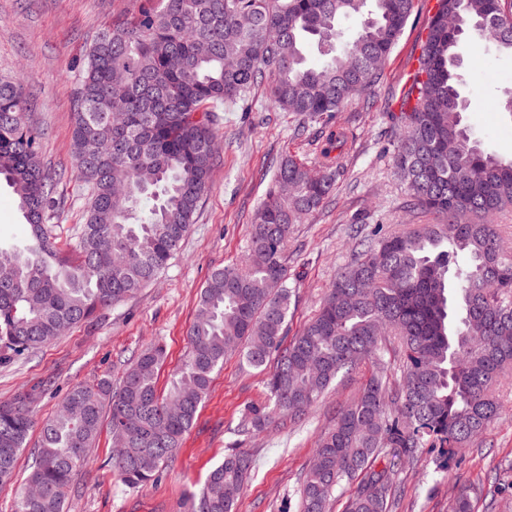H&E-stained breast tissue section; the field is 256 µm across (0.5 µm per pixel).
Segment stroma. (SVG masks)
<instances>
[{
    "mask_svg": "<svg viewBox=\"0 0 512 512\" xmlns=\"http://www.w3.org/2000/svg\"><path fill=\"white\" fill-rule=\"evenodd\" d=\"M424 2L415 0L370 106L327 118V123L347 129L352 147L335 200L294 225L288 239V274L295 287L289 335H296L315 315L337 270L348 260L351 223L369 229L380 224L385 231L398 232L437 221L431 213L403 207L406 190L392 168L395 135L386 117L388 95L401 90L420 52L427 18ZM141 5L142 0H0V78L23 79L29 118L43 132L41 162L49 176L59 179L53 232L59 248L70 255L86 213V194L75 178L71 152L79 75L96 37L129 21ZM459 53L460 92L473 104L464 115L465 126L489 151L512 157V116L494 106L502 91L512 88V56L473 41L461 43ZM248 98L247 109H224L211 186L168 266L124 302L100 309L20 362L0 365V401L12 400L39 381H51L36 412L37 419H45L72 386L104 376L119 379L124 365L156 342L166 348L158 387L167 388L187 352V330L200 290L214 268L242 260L251 219L279 160L288 153L308 162L314 158L323 124H306L303 134L295 135V118L271 105L267 84L252 88ZM28 236L11 189L0 184V246H23ZM372 369L365 362L341 378L301 420L283 417L268 430L244 438L237 426L249 406L264 401L265 375L229 358L215 374L175 460L156 484L135 491L122 485L107 463L112 438L104 430L89 463L74 477L72 512H188L192 493L237 445L254 461L237 495V512H283L297 500L319 435L333 425L338 410L357 399ZM499 395V418L447 467H440L436 451L429 448L418 460L397 461L402 494L395 512H451L463 483L478 489L475 512H512V379L500 387Z\"/></svg>",
    "mask_w": 512,
    "mask_h": 512,
    "instance_id": "obj_1",
    "label": "stroma"
}]
</instances>
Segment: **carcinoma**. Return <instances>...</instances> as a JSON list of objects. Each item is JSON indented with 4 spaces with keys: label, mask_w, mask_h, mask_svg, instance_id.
Segmentation results:
<instances>
[{
    "label": "carcinoma",
    "mask_w": 512,
    "mask_h": 512,
    "mask_svg": "<svg viewBox=\"0 0 512 512\" xmlns=\"http://www.w3.org/2000/svg\"><path fill=\"white\" fill-rule=\"evenodd\" d=\"M126 24L93 42L77 89L72 150L90 195L77 253L62 254L48 219L56 184L39 163L41 132L27 118L20 79L0 80V179L17 196L29 229L21 248H0V364L25 357L152 283L177 253L219 150L224 104L270 81L274 106L299 127L359 104L380 79L414 0H148ZM493 0H437L417 68L389 113L392 164L405 207L441 218L404 231L364 235L338 269L318 313L292 338L294 287L286 244L294 225L336 193L344 172L343 129L323 136L314 166L282 159L254 216L244 261L213 270L200 291L188 352L167 393L158 389L164 349L142 351L118 385L103 377L74 385L40 425L35 461L14 512H68L67 489L89 460L103 422L112 471L126 487L158 480L176 457L215 373L233 356L255 370L276 359L266 401L238 433L298 418L338 378L373 359L360 397L317 440L315 465L297 490V512H328L348 491L347 512H389L398 476L383 464L434 448L442 467L498 417L495 389L512 373V253L499 248L512 224V158L486 151L462 123L470 103L458 69L472 33L512 55V17L489 19ZM357 37L342 41L340 20ZM326 61L306 64L304 44ZM154 201L148 214L145 199ZM467 265L451 270L459 255ZM398 339L400 383L385 378L383 341ZM44 391L36 384L0 403V487L13 484ZM252 469L235 447L191 495L189 512H235ZM452 512H474L462 486Z\"/></svg>",
    "instance_id": "obj_1"
}]
</instances>
